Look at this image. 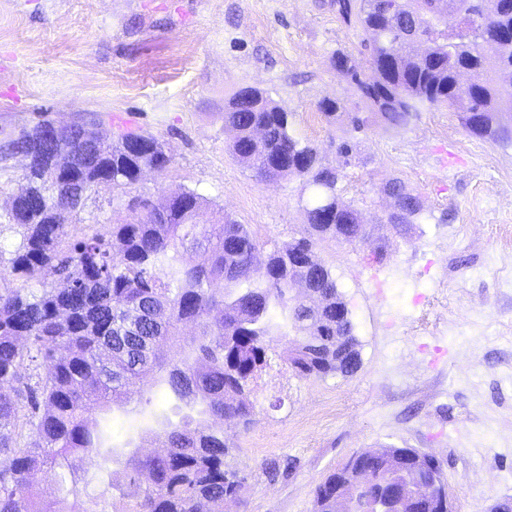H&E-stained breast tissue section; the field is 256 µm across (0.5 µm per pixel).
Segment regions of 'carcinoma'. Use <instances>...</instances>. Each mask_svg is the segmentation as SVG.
Listing matches in <instances>:
<instances>
[{"instance_id": "carcinoma-1", "label": "carcinoma", "mask_w": 512, "mask_h": 512, "mask_svg": "<svg viewBox=\"0 0 512 512\" xmlns=\"http://www.w3.org/2000/svg\"><path fill=\"white\" fill-rule=\"evenodd\" d=\"M330 0L361 32L372 70L361 77L351 55L331 66L353 97L325 98L330 120L366 105L391 127L409 125L425 107L450 105L474 136L512 144V0H499L496 18L479 0ZM471 75L469 84L460 75ZM43 118L0 142V163L18 149L33 150L27 183L14 193L8 225L17 240L8 275L0 274V512H212L237 495L246 477L225 468L236 434L256 423L254 383L283 359L302 379L349 375L360 364L358 340L331 268L317 246L353 242L363 233L359 210L338 194V170L295 133L289 114L256 87L224 103L229 149L260 179L301 177L311 188L300 236L256 262L259 240L245 224L222 216L199 224L205 199L188 189L159 210L144 201L126 224L81 238L66 218L85 209L98 182L129 188L144 169L171 163L162 143L127 132L111 143H87L57 133ZM403 216L384 223L403 229L419 219V197L394 179ZM224 283L222 291L212 288ZM191 322L195 336L179 335ZM317 336L300 346L301 327ZM152 378L165 397L200 406L210 423L186 419L163 429L165 451L142 453L106 445L107 433L89 419L131 402L130 387ZM122 470L109 483L111 510L89 481L78 484L83 461ZM56 485L52 498L31 476Z\"/></svg>"}]
</instances>
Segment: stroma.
Listing matches in <instances>:
<instances>
[{"label":"stroma","mask_w":512,"mask_h":512,"mask_svg":"<svg viewBox=\"0 0 512 512\" xmlns=\"http://www.w3.org/2000/svg\"><path fill=\"white\" fill-rule=\"evenodd\" d=\"M355 28L322 0H0V141L49 113L58 125L98 120L104 139L148 132L172 163L130 192L97 186L71 236L130 219V195L162 203L192 189L219 213L251 225L263 250L305 223L309 196L297 177L260 181L228 150L224 101L257 87L288 112L296 132L338 168L344 201L363 213L366 235L318 247L351 313L360 366L351 375L299 378L282 362L264 371L257 422L225 462L248 476L222 512H313L314 491L359 450L414 448L442 465L455 512H489L512 500V145L472 136L459 112L438 106L403 129L373 120L354 130L329 123L320 100L349 96L331 67L354 54ZM355 144L344 160L340 141ZM22 157L0 166V246ZM400 179L422 214L406 234L385 224V184ZM112 412L114 445L148 448L165 401L152 380ZM281 464L268 477L264 462Z\"/></svg>","instance_id":"1"}]
</instances>
